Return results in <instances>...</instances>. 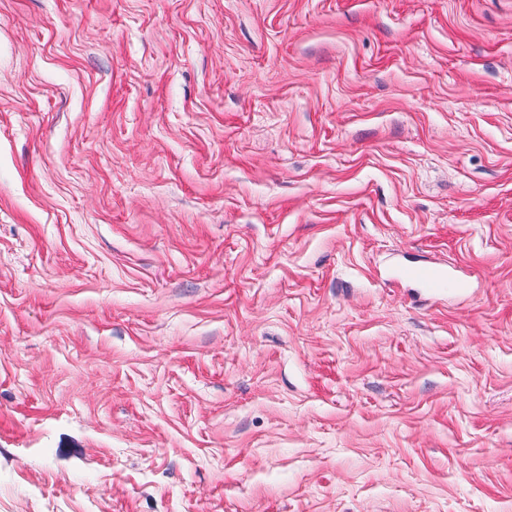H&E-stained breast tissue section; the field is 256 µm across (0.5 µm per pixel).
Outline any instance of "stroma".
<instances>
[{
  "mask_svg": "<svg viewBox=\"0 0 512 512\" xmlns=\"http://www.w3.org/2000/svg\"><path fill=\"white\" fill-rule=\"evenodd\" d=\"M0 512H512V0H0Z\"/></svg>",
  "mask_w": 512,
  "mask_h": 512,
  "instance_id": "35a3bbf8",
  "label": "stroma"
}]
</instances>
